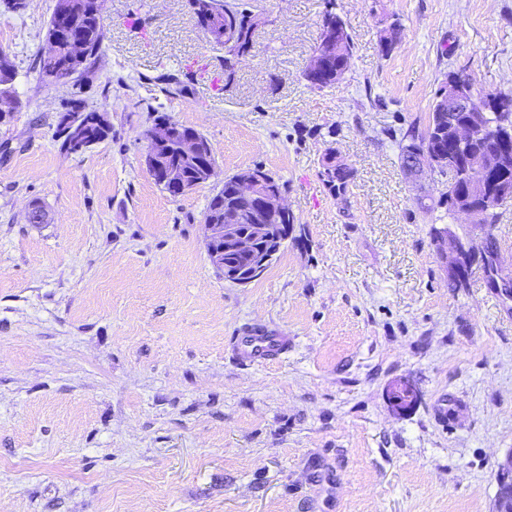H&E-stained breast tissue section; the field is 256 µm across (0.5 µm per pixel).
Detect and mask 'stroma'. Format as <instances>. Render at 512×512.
<instances>
[{
    "label": "stroma",
    "mask_w": 512,
    "mask_h": 512,
    "mask_svg": "<svg viewBox=\"0 0 512 512\" xmlns=\"http://www.w3.org/2000/svg\"><path fill=\"white\" fill-rule=\"evenodd\" d=\"M262 23L224 84V49L186 0H105L84 82L111 137L60 152L71 84L35 59L55 0L0 12L18 107L0 118V512H492L512 452V303L481 269L449 288L432 226L498 242L438 208L443 179H406L399 142L426 126L448 72L512 94V0H336L343 76L304 73L324 0H239ZM401 40L383 52L385 27ZM211 143L215 174L181 196L141 163L155 116ZM354 176L324 186L322 157ZM263 166L295 217L277 260L237 285L211 264L204 214L225 177ZM39 203L47 221L28 220ZM288 339L246 365L232 339ZM420 393L392 410L388 384Z\"/></svg>",
    "instance_id": "obj_1"
}]
</instances>
